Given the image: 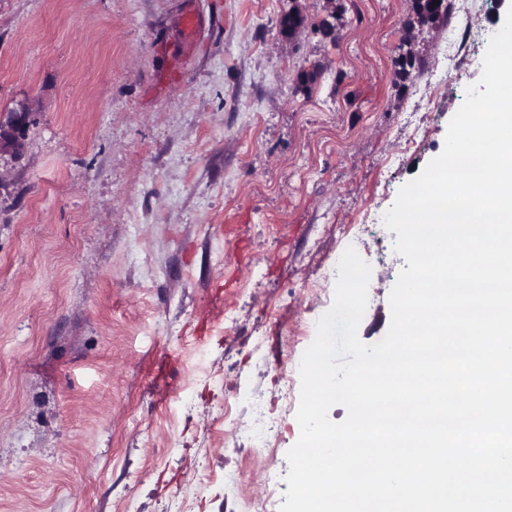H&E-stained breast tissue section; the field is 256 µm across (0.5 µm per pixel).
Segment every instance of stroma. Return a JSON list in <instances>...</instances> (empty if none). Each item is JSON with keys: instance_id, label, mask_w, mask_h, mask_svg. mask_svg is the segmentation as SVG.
I'll return each instance as SVG.
<instances>
[{"instance_id": "35a3bbf8", "label": "stroma", "mask_w": 512, "mask_h": 512, "mask_svg": "<svg viewBox=\"0 0 512 512\" xmlns=\"http://www.w3.org/2000/svg\"><path fill=\"white\" fill-rule=\"evenodd\" d=\"M207 5L220 20L187 49L181 17ZM450 36L411 0H0V117L35 119L0 155V512H246L287 490L282 371L347 247L372 267L358 337L387 334L397 235L346 230L441 153L481 76L448 63ZM415 123L427 145L384 166ZM255 399L272 475L249 455Z\"/></svg>"}]
</instances>
